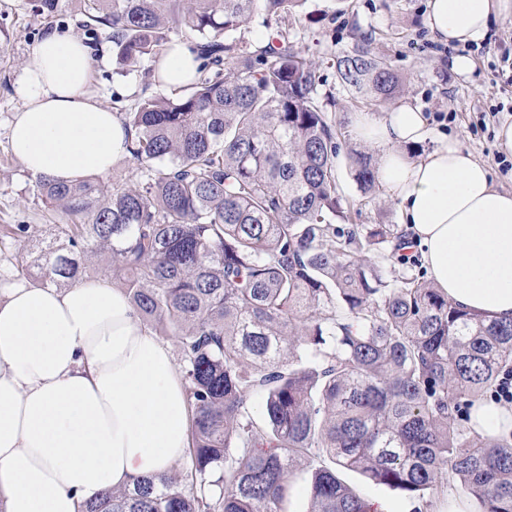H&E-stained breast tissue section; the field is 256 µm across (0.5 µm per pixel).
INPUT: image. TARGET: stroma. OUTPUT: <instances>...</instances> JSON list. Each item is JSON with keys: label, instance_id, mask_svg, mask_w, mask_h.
Returning a JSON list of instances; mask_svg holds the SVG:
<instances>
[{"label": "stroma", "instance_id": "1", "mask_svg": "<svg viewBox=\"0 0 512 512\" xmlns=\"http://www.w3.org/2000/svg\"><path fill=\"white\" fill-rule=\"evenodd\" d=\"M426 11L427 0H306L299 11L283 16L279 25L289 29L297 47L318 62L321 81L334 93L331 111L338 119L348 120L354 112H385L397 103L393 97L356 99L338 84L334 60L351 49L358 31L368 38L371 50L387 56L406 79V101L424 112L435 127L457 137L491 167L498 185L512 190V170L503 171L502 155L494 145L498 122L512 116V19L498 23L489 40L464 50L473 67L459 73L450 62L462 50L435 39L424 22ZM79 20L69 9L46 19L32 13L29 0H0V226L27 227L20 238L0 235V277H13L18 261L29 257L49 236L46 211L34 195L35 178L10 148V125L23 105L14 85L48 30L68 29L81 37L85 31ZM94 48L98 65L91 88L113 112L128 111L141 98L160 94L152 61L117 69L105 30L99 31ZM337 175L349 201L360 207L353 223H400L398 209L383 191L367 197L361 194L347 161H340Z\"/></svg>", "mask_w": 512, "mask_h": 512}]
</instances>
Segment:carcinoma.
<instances>
[{"instance_id":"carcinoma-1","label":"carcinoma","mask_w":512,"mask_h":512,"mask_svg":"<svg viewBox=\"0 0 512 512\" xmlns=\"http://www.w3.org/2000/svg\"><path fill=\"white\" fill-rule=\"evenodd\" d=\"M304 2L78 0L81 26L109 29L121 67L159 63L178 26L202 68L217 67L123 113L134 176L35 181L50 237L16 279L69 287L99 257L185 362L195 484L139 478L82 512H288L302 471L307 512H369L341 469L428 506L457 483L474 512H512V433L485 439L461 419L512 371V322L450 303L397 255L401 225L350 223L342 122L290 32L253 51L224 41ZM64 5L32 10L49 19ZM335 67L359 97L408 90L361 33ZM348 159L374 193L371 156Z\"/></svg>"}]
</instances>
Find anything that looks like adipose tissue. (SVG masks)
Here are the masks:
<instances>
[{"label": "adipose tissue", "mask_w": 512, "mask_h": 512, "mask_svg": "<svg viewBox=\"0 0 512 512\" xmlns=\"http://www.w3.org/2000/svg\"><path fill=\"white\" fill-rule=\"evenodd\" d=\"M510 18L512 0H429L425 22L464 47ZM199 65L188 43L174 42L160 86L191 84ZM93 70L90 47L58 29L21 70L10 143L34 176H99L125 155L129 132L89 92ZM350 126L375 151L377 182L434 285L469 313L512 321V191L412 103L353 113ZM188 422L168 346L110 279L0 285V512H81L103 490L172 471L189 446ZM468 425L482 437L512 432V407L476 402Z\"/></svg>", "instance_id": "adipose-tissue-1"}]
</instances>
